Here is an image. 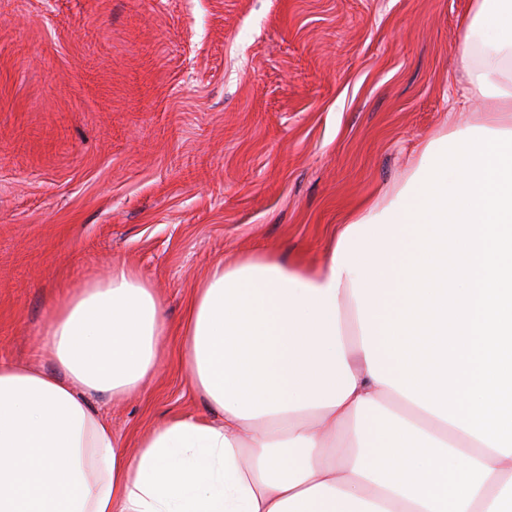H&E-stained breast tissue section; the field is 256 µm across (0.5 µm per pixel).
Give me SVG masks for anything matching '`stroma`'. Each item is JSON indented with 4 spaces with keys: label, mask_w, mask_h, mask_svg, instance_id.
<instances>
[{
    "label": "stroma",
    "mask_w": 512,
    "mask_h": 512,
    "mask_svg": "<svg viewBox=\"0 0 512 512\" xmlns=\"http://www.w3.org/2000/svg\"><path fill=\"white\" fill-rule=\"evenodd\" d=\"M471 0H0V361L44 365L75 283L123 263L168 334L146 386L99 399L128 446L207 416L180 325L213 264L321 262L337 225L391 200L465 104Z\"/></svg>",
    "instance_id": "1"
}]
</instances>
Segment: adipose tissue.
<instances>
[{"label": "adipose tissue", "instance_id": "ef3b65f1", "mask_svg": "<svg viewBox=\"0 0 512 512\" xmlns=\"http://www.w3.org/2000/svg\"><path fill=\"white\" fill-rule=\"evenodd\" d=\"M483 125L512 131V0H472L458 44ZM397 200L339 225L314 267L271 254L217 263L182 323L209 417L178 416L135 453L103 423L159 369L162 301L136 270L70 288L44 330L47 367L0 362V512H512V454L387 385L380 345L412 240ZM411 442L402 455L380 431ZM407 472L392 480L381 460Z\"/></svg>", "mask_w": 512, "mask_h": 512}]
</instances>
